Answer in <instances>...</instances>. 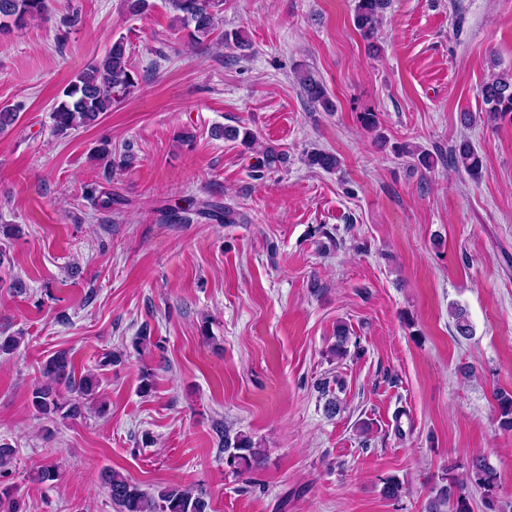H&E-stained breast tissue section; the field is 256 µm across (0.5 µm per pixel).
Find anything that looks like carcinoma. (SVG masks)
I'll return each instance as SVG.
<instances>
[{"mask_svg":"<svg viewBox=\"0 0 512 512\" xmlns=\"http://www.w3.org/2000/svg\"><path fill=\"white\" fill-rule=\"evenodd\" d=\"M52 0H0V33L22 29L30 21L49 18ZM392 0H358L354 24L367 38L375 34L381 17L391 7ZM182 24L187 37L200 42L209 37L215 26V19L224 9V0H164ZM298 83L310 104L326 112L334 111L335 105L325 85L314 74L302 69L297 75ZM137 74L130 64L129 53L124 38L112 41L105 56L86 65L78 71L62 92L53 107L51 119L53 132L65 135L79 128L87 127L99 116L112 111V105L126 99L137 88ZM484 111L493 120L508 121L512 124V75L491 74L481 88ZM212 135L227 141L238 142L256 155L252 166L254 177L262 179L265 173L286 163L287 155L276 147L259 141L249 128L216 127ZM398 151L416 159L418 164L430 170L436 160L432 153L424 150L415 152L405 146ZM455 168L475 177L483 168L482 157L471 144L463 139L451 149ZM307 164L326 172L339 168L340 160L330 152L313 151L307 155ZM87 193L97 199L101 210L110 211L116 203L112 191H102L95 186L87 188ZM185 206L173 211L174 219L182 223L192 222V217L205 218L217 224H237L240 214L232 207L213 200H184ZM454 326L463 338L472 335V326L467 312L459 305L450 308ZM99 387L94 373L75 378V365L69 352L60 350L46 359L41 368V381L30 393V401L37 414L47 420L58 418L75 419L84 414L88 401L93 399ZM499 425L512 430V392L495 393ZM266 458V449L253 442L252 438L224 431V464L238 475H246L257 469ZM112 504L117 512H208L209 503L203 489H188L179 485L159 486L147 490L131 481L116 469H108L101 475ZM481 491L488 512H502L498 500V480L495 470L481 459L468 464L465 478L452 475L448 484L440 487L429 512H470L465 495L468 487ZM0 512H21V504L8 488H0Z\"/></svg>","mask_w":512,"mask_h":512,"instance_id":"carcinoma-1","label":"carcinoma"}]
</instances>
